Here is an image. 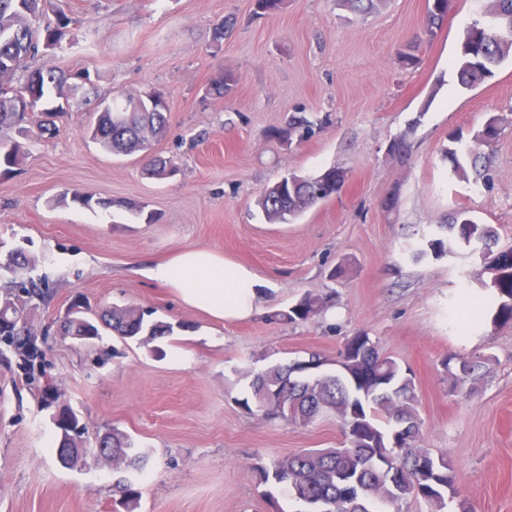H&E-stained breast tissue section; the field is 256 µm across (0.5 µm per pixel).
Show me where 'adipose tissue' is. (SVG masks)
Listing matches in <instances>:
<instances>
[{
  "mask_svg": "<svg viewBox=\"0 0 512 512\" xmlns=\"http://www.w3.org/2000/svg\"><path fill=\"white\" fill-rule=\"evenodd\" d=\"M153 276L173 288L185 305L221 321L253 316L263 297L255 272L208 250L180 252L158 265Z\"/></svg>",
  "mask_w": 512,
  "mask_h": 512,
  "instance_id": "ef3b65f1",
  "label": "adipose tissue"
}]
</instances>
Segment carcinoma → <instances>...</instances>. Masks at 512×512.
<instances>
[{
    "instance_id": "1",
    "label": "carcinoma",
    "mask_w": 512,
    "mask_h": 512,
    "mask_svg": "<svg viewBox=\"0 0 512 512\" xmlns=\"http://www.w3.org/2000/svg\"><path fill=\"white\" fill-rule=\"evenodd\" d=\"M47 0H0V173H9L25 154L23 142L8 135L18 131L37 113L43 117L38 125L42 138L55 133L54 121L80 109L86 99V87L92 84L87 70L65 71L33 66L40 55L63 48L72 24L64 6L53 4L54 19L44 15ZM512 57V0H489L465 31L455 69L458 83L472 88L494 74V70ZM24 80L13 83L17 72ZM236 85L231 72L220 74L210 87L217 96L229 94ZM164 95L156 90L143 91L104 105L85 127L90 139L104 150L128 156L146 153L154 141L167 130L168 109L161 106ZM314 123L293 116L272 137L286 141L312 132ZM504 131V119L489 116L469 143L460 136L450 138L446 149L452 173L467 178L465 163L481 173L480 149L495 143ZM172 161L149 159L147 174L156 179L168 177ZM344 176L329 168L314 176L295 173L268 187L260 205L272 224H288L316 204L341 191ZM495 231L487 224L459 215L439 231L422 236L413 257L451 256L480 246L487 253L490 266L501 271L493 290L499 299L496 320L512 322V248H495ZM36 260L18 251L14 258L13 280L0 294V323L8 322L7 306L26 304L35 298L45 299L44 282L31 273ZM332 307L327 295L308 293L286 309L269 315L276 323L295 324L321 316ZM152 312L138 307L103 306L88 321L93 335L107 329L123 339L150 344L171 336L184 324L164 323L151 319ZM37 331L26 323L14 322L0 327V342L7 348L32 357L36 353L33 339ZM481 355L451 357L446 363L449 373L459 382L483 367ZM323 362L315 354L297 358L287 365L274 364L253 374L250 395L241 400L247 410H256L270 420H285L307 425L326 415L336 416L343 437L340 448L303 450L267 462L258 461L254 471L261 483L280 488L301 506L314 503L322 512H403V504L420 499L428 512H471L458 499L456 472L448 454L434 453L420 445L421 422L416 409L415 381L409 368L382 353L368 333L362 331L349 338L336 360L332 372L322 370ZM103 452H112V466L142 470L147 454L135 446L125 433L112 431L101 439Z\"/></svg>"
}]
</instances>
